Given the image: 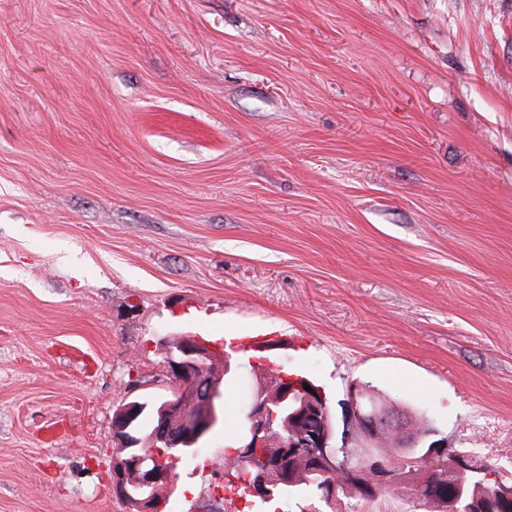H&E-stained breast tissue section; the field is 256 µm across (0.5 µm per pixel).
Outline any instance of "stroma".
<instances>
[{
	"label": "stroma",
	"mask_w": 512,
	"mask_h": 512,
	"mask_svg": "<svg viewBox=\"0 0 512 512\" xmlns=\"http://www.w3.org/2000/svg\"><path fill=\"white\" fill-rule=\"evenodd\" d=\"M227 349L167 512L285 367L512 480V0H0V512H128L113 414Z\"/></svg>",
	"instance_id": "obj_1"
}]
</instances>
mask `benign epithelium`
<instances>
[{
  "mask_svg": "<svg viewBox=\"0 0 512 512\" xmlns=\"http://www.w3.org/2000/svg\"><path fill=\"white\" fill-rule=\"evenodd\" d=\"M224 361V351L213 347L196 336H178L164 346V365L167 375L176 384V389L157 410V426L152 435L155 448L153 468L142 467L139 458H130L124 465L135 470L134 485L144 489L164 482L172 483L165 461L169 458L166 448H188L195 446L212 428L213 417L203 414L197 419L193 433L177 430L170 414L186 403L204 401L210 405L212 393H203L196 388L204 372L211 364ZM278 396L261 400L256 398L245 417L244 436L237 453L251 460L253 473L248 492L251 496L268 499L272 490L267 486L265 474L276 470L288 481V470L284 460L261 452L267 440L272 422L283 420L289 426L291 438L286 447L301 448L309 452L314 465L312 473L327 478L338 472H346L356 479L358 485L369 492H376L397 481L396 470L385 452L374 448L376 433L381 427L393 426L396 421L378 411L366 412L361 405L362 392L353 388L342 403V418L335 419L319 391L309 392L304 380L282 372L277 378ZM142 411L138 402H129L119 408L114 416V434L121 447L130 448L133 439L127 433L132 420ZM446 457L443 461L448 475L464 484L473 469L466 457L448 448L444 440L436 441L424 458Z\"/></svg>",
  "mask_w": 512,
  "mask_h": 512,
  "instance_id": "1",
  "label": "benign epithelium"
}]
</instances>
